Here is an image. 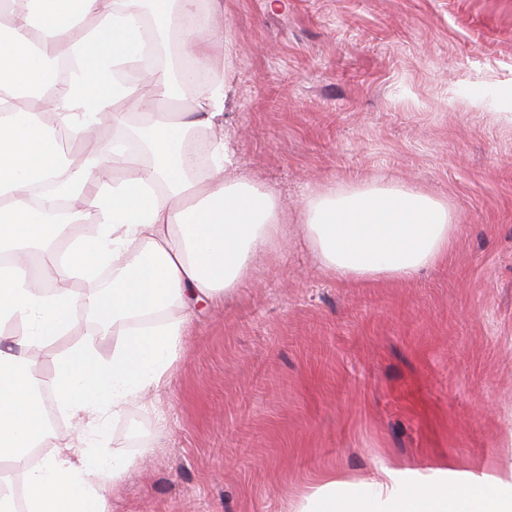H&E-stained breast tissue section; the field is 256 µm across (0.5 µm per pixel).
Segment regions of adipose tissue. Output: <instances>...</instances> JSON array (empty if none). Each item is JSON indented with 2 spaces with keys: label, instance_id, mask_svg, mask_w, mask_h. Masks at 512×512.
<instances>
[{
  "label": "adipose tissue",
  "instance_id": "1",
  "mask_svg": "<svg viewBox=\"0 0 512 512\" xmlns=\"http://www.w3.org/2000/svg\"><path fill=\"white\" fill-rule=\"evenodd\" d=\"M200 0H0V459L24 477L25 512H108V496L129 464L109 459L93 436L109 416L161 388L178 358L184 321H154L164 310L191 309L236 288L253 258L283 232L285 215L272 191L253 183L235 161L224 125L223 79L199 87L194 107L168 119L154 102L173 96L192 80L191 67L149 72L142 84L118 82L114 66L135 61L142 50V9L158 29L177 27L192 65L209 63L222 36L210 26ZM93 27H85L87 15ZM66 41L79 61L73 83L50 85L54 119L45 122L16 111L18 87L40 83L55 43ZM146 110L137 137L155 158L141 164L138 152L114 142L90 154L75 170L61 165L60 131L87 134L112 117L127 129L130 111ZM214 131L211 165L193 173L184 139L195 129ZM126 176L115 179L114 174ZM50 183L53 197L93 219L95 234L64 252L54 243L61 227L50 211L33 206L28 192ZM300 232L320 265L355 283L412 278L444 259L454 240L446 202L425 193L374 181L343 190L313 193L300 214ZM44 252L43 269L56 282L92 276L110 267L98 291L77 296L59 288L38 290L28 274L30 248ZM87 308L99 335L120 341L111 359L89 346L56 361L41 381L34 352L73 324ZM77 418L78 429L39 465L34 449L49 433L45 397ZM388 512H512V485L488 493L470 484L456 496L424 486L415 494H386Z\"/></svg>",
  "mask_w": 512,
  "mask_h": 512
}]
</instances>
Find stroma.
Listing matches in <instances>:
<instances>
[{
	"label": "stroma",
	"instance_id": "1",
	"mask_svg": "<svg viewBox=\"0 0 512 512\" xmlns=\"http://www.w3.org/2000/svg\"><path fill=\"white\" fill-rule=\"evenodd\" d=\"M210 73L235 159L288 213L198 304L168 383L108 420L110 512H360L371 485L512 484V0H220ZM377 180L447 202V258L350 284L299 233L306 199ZM41 370L84 342L77 309ZM149 457H142L143 449Z\"/></svg>",
	"mask_w": 512,
	"mask_h": 512
}]
</instances>
